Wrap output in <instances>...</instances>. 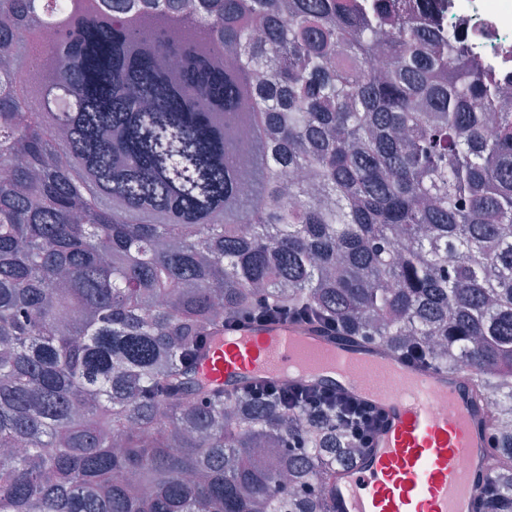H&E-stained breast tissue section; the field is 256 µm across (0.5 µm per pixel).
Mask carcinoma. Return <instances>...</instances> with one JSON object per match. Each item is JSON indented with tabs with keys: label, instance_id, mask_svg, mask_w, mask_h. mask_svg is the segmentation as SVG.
I'll return each instance as SVG.
<instances>
[{
	"label": "carcinoma",
	"instance_id": "cac0c4a2",
	"mask_svg": "<svg viewBox=\"0 0 512 512\" xmlns=\"http://www.w3.org/2000/svg\"><path fill=\"white\" fill-rule=\"evenodd\" d=\"M441 13L0 0V512H333L335 405L196 377L300 311L471 374L512 512V85Z\"/></svg>",
	"mask_w": 512,
	"mask_h": 512
}]
</instances>
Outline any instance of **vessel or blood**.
I'll list each match as a JSON object with an SVG mask.
<instances>
[{
	"label": "vessel or blood",
	"instance_id": "1",
	"mask_svg": "<svg viewBox=\"0 0 512 512\" xmlns=\"http://www.w3.org/2000/svg\"><path fill=\"white\" fill-rule=\"evenodd\" d=\"M234 392L267 383L334 390L383 417L369 448L330 481L336 512H473L489 467L486 407L467 374L297 322L225 330L199 366Z\"/></svg>",
	"mask_w": 512,
	"mask_h": 512
}]
</instances>
